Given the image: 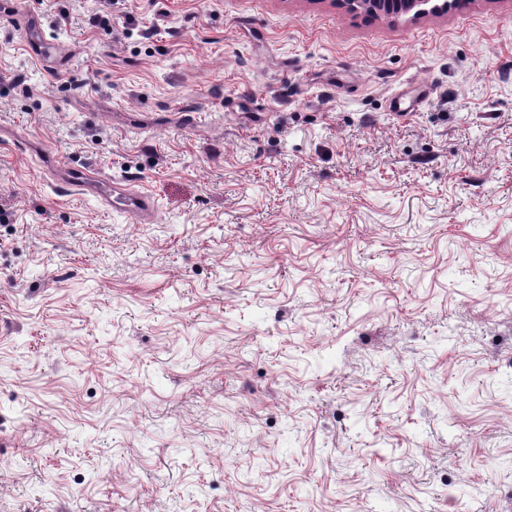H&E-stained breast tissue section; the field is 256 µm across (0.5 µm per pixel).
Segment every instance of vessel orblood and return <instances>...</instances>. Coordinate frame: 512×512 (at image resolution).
I'll return each mask as SVG.
<instances>
[{
	"label": "vessel or blood",
	"instance_id": "vessel-or-blood-1",
	"mask_svg": "<svg viewBox=\"0 0 512 512\" xmlns=\"http://www.w3.org/2000/svg\"><path fill=\"white\" fill-rule=\"evenodd\" d=\"M28 33L27 48L37 59H45L54 47L47 35L39 15L27 14L23 17ZM50 166L59 172L63 182L76 191H84L101 197L112 209L134 216L143 223L154 222L157 218V205L149 195L132 190L128 182L109 180L95 175L90 170L62 166L57 159H50Z\"/></svg>",
	"mask_w": 512,
	"mask_h": 512
}]
</instances>
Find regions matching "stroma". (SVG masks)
I'll use <instances>...</instances> for the list:
<instances>
[{
  "mask_svg": "<svg viewBox=\"0 0 512 512\" xmlns=\"http://www.w3.org/2000/svg\"><path fill=\"white\" fill-rule=\"evenodd\" d=\"M14 3L0 512H512V0ZM352 9H362L374 16L395 15L417 20L425 14L424 8H419L428 0H345ZM22 19L29 36L27 40L29 53L37 59L44 60L55 47L53 40L47 35L39 15L26 14ZM49 165L62 176L74 191H84L101 197L113 210H120L134 216L142 223L154 222L157 218V205L149 195L132 190L128 180H109L96 176L87 168L64 167L55 158Z\"/></svg>",
  "mask_w": 512,
  "mask_h": 512,
  "instance_id": "obj_1",
  "label": "stroma"
}]
</instances>
